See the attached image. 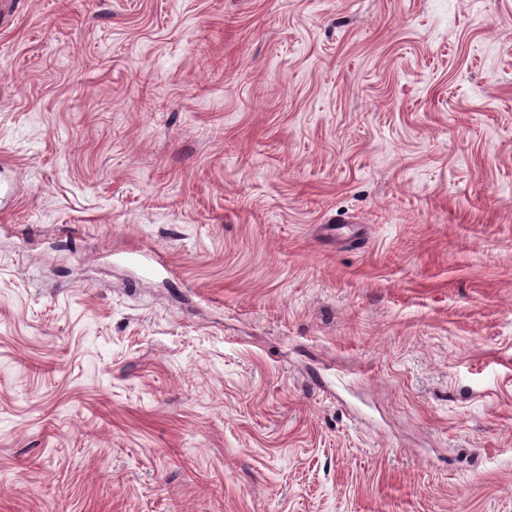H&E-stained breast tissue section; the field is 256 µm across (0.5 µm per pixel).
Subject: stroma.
I'll return each mask as SVG.
<instances>
[{
	"instance_id": "1",
	"label": "stroma",
	"mask_w": 512,
	"mask_h": 512,
	"mask_svg": "<svg viewBox=\"0 0 512 512\" xmlns=\"http://www.w3.org/2000/svg\"><path fill=\"white\" fill-rule=\"evenodd\" d=\"M0 512H512V0H14Z\"/></svg>"
}]
</instances>
